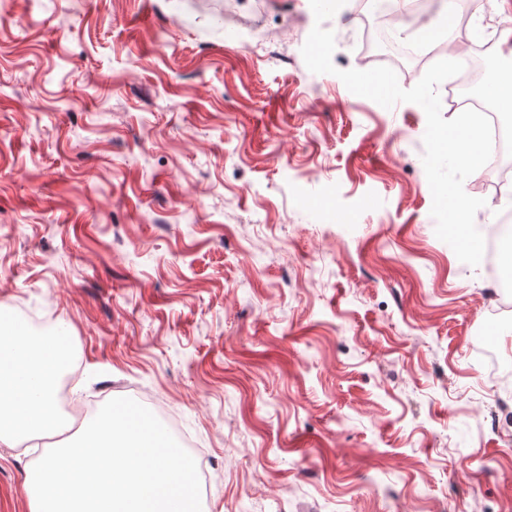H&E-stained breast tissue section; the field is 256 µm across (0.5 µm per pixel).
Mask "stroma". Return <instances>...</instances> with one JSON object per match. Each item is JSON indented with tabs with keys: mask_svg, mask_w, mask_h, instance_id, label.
Segmentation results:
<instances>
[{
	"mask_svg": "<svg viewBox=\"0 0 512 512\" xmlns=\"http://www.w3.org/2000/svg\"><path fill=\"white\" fill-rule=\"evenodd\" d=\"M310 0H0V307L53 315L74 404L165 400L204 452L202 512H512V363L495 281L435 235L424 110L351 93L390 65ZM512 28L500 0L407 13ZM475 221L512 224L483 190ZM36 441L0 445L30 512Z\"/></svg>",
	"mask_w": 512,
	"mask_h": 512,
	"instance_id": "obj_1",
	"label": "stroma"
}]
</instances>
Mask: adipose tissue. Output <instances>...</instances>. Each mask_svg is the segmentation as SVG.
Returning <instances> with one entry per match:
<instances>
[{
  "label": "adipose tissue",
  "mask_w": 512,
  "mask_h": 512,
  "mask_svg": "<svg viewBox=\"0 0 512 512\" xmlns=\"http://www.w3.org/2000/svg\"><path fill=\"white\" fill-rule=\"evenodd\" d=\"M71 360L58 337L38 335L0 315V443L12 445L63 425L56 380Z\"/></svg>",
  "instance_id": "obj_1"
}]
</instances>
